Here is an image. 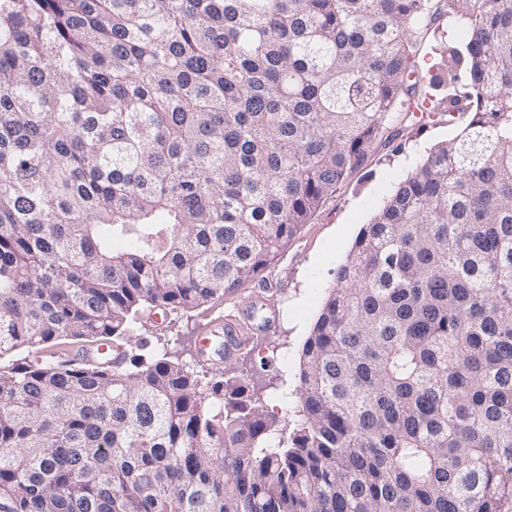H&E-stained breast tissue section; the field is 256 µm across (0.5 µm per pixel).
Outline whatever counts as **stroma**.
<instances>
[{"label":"stroma","mask_w":512,"mask_h":512,"mask_svg":"<svg viewBox=\"0 0 512 512\" xmlns=\"http://www.w3.org/2000/svg\"><path fill=\"white\" fill-rule=\"evenodd\" d=\"M394 126L395 139L379 148L365 168L322 204L274 267L207 309L171 315L168 327L136 326L128 338V350L193 367L195 338L202 334L204 325L248 308L253 299L266 297L276 312L275 333L249 342L242 353L219 360L217 368L248 376L270 412L284 416L283 386L297 382L303 343L335 284L337 267L344 262L363 224L385 205L426 151L460 130L441 112L432 115L424 126L408 120L395 121Z\"/></svg>","instance_id":"obj_1"}]
</instances>
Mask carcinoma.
<instances>
[{"label": "carcinoma", "mask_w": 512, "mask_h": 512, "mask_svg": "<svg viewBox=\"0 0 512 512\" xmlns=\"http://www.w3.org/2000/svg\"><path fill=\"white\" fill-rule=\"evenodd\" d=\"M448 12L464 44L415 37ZM283 424L122 340L274 265L396 113ZM127 248L115 252L113 240ZM109 344L116 361L44 350ZM0 508L512 512V0H0ZM466 35L467 31L465 26L455 19L448 18V16L440 20L439 27L438 25H434L431 28L426 42L423 41L421 44L420 54L417 59L423 75H426L423 79L425 85H427L430 75L433 74V71L428 72V70L435 63L432 47L436 42L441 40L448 42L449 38L458 43H463Z\"/></svg>", "instance_id": "cac0c4a2"}]
</instances>
